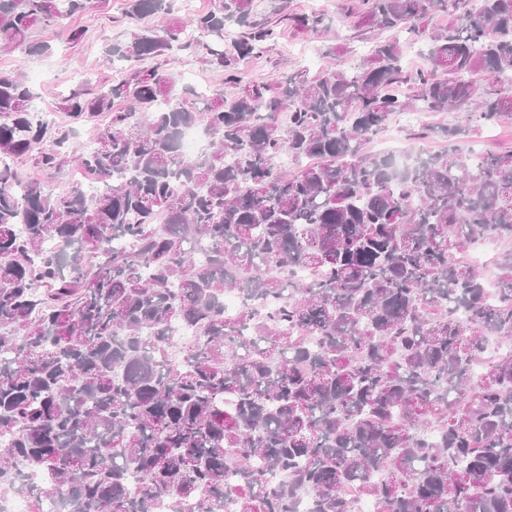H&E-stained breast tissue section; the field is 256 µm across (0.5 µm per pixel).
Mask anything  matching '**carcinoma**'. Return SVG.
Returning a JSON list of instances; mask_svg holds the SVG:
<instances>
[{"label": "carcinoma", "instance_id": "cac0c4a2", "mask_svg": "<svg viewBox=\"0 0 512 512\" xmlns=\"http://www.w3.org/2000/svg\"><path fill=\"white\" fill-rule=\"evenodd\" d=\"M106 2L0 0V49L45 55L36 29ZM173 11L127 0L135 28L106 50L121 67L69 91L64 125L37 113L22 73L0 71V500L512 512V351L489 350L512 339V150L473 163L459 145L512 116V0H342L355 27L393 36L358 67L264 82L246 65L281 29L252 0H212L186 23ZM434 11L457 21L430 31ZM285 20L327 28L319 12ZM423 40L424 65L406 68L404 46ZM182 50L234 96L218 88L198 110L172 70ZM414 110L469 125L418 130L450 144L405 167L365 150ZM75 124L95 127L92 150L69 146ZM198 125L212 136L202 161L180 151ZM283 151L294 168L275 167ZM20 161L75 162L101 187L50 189ZM490 239L508 245L493 298L465 258ZM269 298L281 305L263 315ZM175 325L197 336L178 357Z\"/></svg>", "mask_w": 512, "mask_h": 512}]
</instances>
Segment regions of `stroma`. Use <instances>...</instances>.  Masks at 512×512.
Returning <instances> with one entry per match:
<instances>
[{
  "instance_id": "35a3bbf8",
  "label": "stroma",
  "mask_w": 512,
  "mask_h": 512,
  "mask_svg": "<svg viewBox=\"0 0 512 512\" xmlns=\"http://www.w3.org/2000/svg\"><path fill=\"white\" fill-rule=\"evenodd\" d=\"M283 1L287 2L289 11L320 12L333 17L334 22L317 38L297 36L290 29H283L269 52L248 63L246 75L249 79H269L286 63L309 69L313 74L336 67L341 58L332 55L331 50L335 47L347 50L351 60L363 61L369 59L375 40L382 36L381 31L367 28L359 31L349 22L338 21L339 0H253V10L259 16L269 17ZM126 4L127 0H107L103 10L78 18V25L86 30V38L76 47L65 42L61 28L36 31L35 40L51 44L52 54L32 56L20 49L0 52V70L20 71L28 81H32L34 72H41L42 81L33 86L39 110L49 114L55 122H65L66 116L60 111L59 103L71 88L111 79L112 70L103 57V50L128 32L129 25L124 18ZM173 69L179 84L195 89L204 97L221 81L217 72L190 51L176 53Z\"/></svg>"
}]
</instances>
